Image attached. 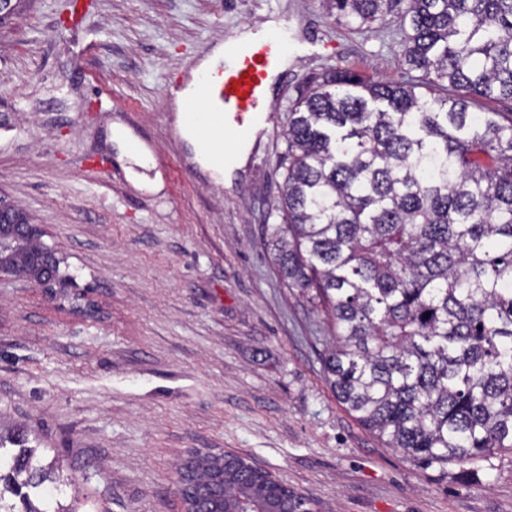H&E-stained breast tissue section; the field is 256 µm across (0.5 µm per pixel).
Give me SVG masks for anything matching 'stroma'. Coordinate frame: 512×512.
<instances>
[{"label":"stroma","mask_w":512,"mask_h":512,"mask_svg":"<svg viewBox=\"0 0 512 512\" xmlns=\"http://www.w3.org/2000/svg\"><path fill=\"white\" fill-rule=\"evenodd\" d=\"M28 0L0 25V195L43 224L76 288L0 285V437L23 434L93 512H183L188 449L232 451L314 512H512V453L421 467L385 447L324 379L327 325L283 283L268 225L282 128L311 76L402 80L394 18L336 24L322 0ZM284 22L288 75L246 165L214 184L166 85L209 44ZM150 142L133 179L115 138Z\"/></svg>","instance_id":"stroma-1"}]
</instances>
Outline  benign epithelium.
Masks as SVG:
<instances>
[{
	"instance_id": "1",
	"label": "benign epithelium",
	"mask_w": 512,
	"mask_h": 512,
	"mask_svg": "<svg viewBox=\"0 0 512 512\" xmlns=\"http://www.w3.org/2000/svg\"><path fill=\"white\" fill-rule=\"evenodd\" d=\"M43 225L32 215L0 197V285L25 276L32 285L51 284L61 292L77 287L71 277L59 276V266L64 257L59 251L42 241ZM272 486L257 488L253 496L264 503V512H283L282 501L295 498L288 484L271 477ZM178 493L186 508L194 512V482L184 471L178 481Z\"/></svg>"
}]
</instances>
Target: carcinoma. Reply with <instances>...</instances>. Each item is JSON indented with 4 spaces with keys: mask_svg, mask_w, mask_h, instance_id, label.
I'll return each instance as SVG.
<instances>
[{
    "mask_svg": "<svg viewBox=\"0 0 512 512\" xmlns=\"http://www.w3.org/2000/svg\"><path fill=\"white\" fill-rule=\"evenodd\" d=\"M324 4L350 27L397 16L407 78L325 72L290 107L281 275L323 310L326 380L386 447L427 467L512 451V0ZM67 482L35 448L0 452V512H77L54 499ZM197 493L250 507L218 471Z\"/></svg>",
    "mask_w": 512,
    "mask_h": 512,
    "instance_id": "obj_1",
    "label": "carcinoma"
}]
</instances>
